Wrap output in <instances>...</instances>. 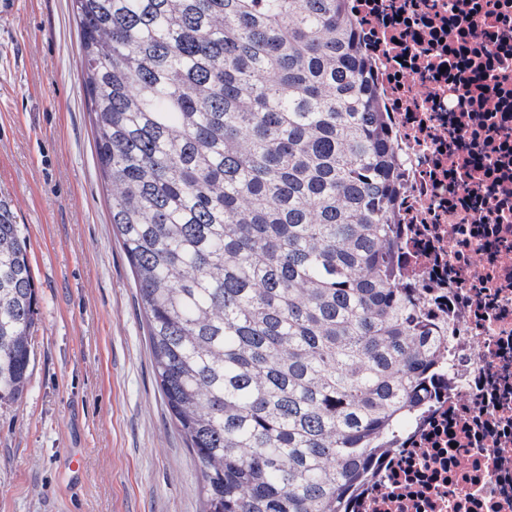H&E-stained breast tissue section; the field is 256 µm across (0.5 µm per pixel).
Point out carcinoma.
<instances>
[{
  "label": "carcinoma",
  "instance_id": "cac0c4a2",
  "mask_svg": "<svg viewBox=\"0 0 512 512\" xmlns=\"http://www.w3.org/2000/svg\"><path fill=\"white\" fill-rule=\"evenodd\" d=\"M111 224L203 512H356L452 367L352 0H72ZM38 304L0 205V403Z\"/></svg>",
  "mask_w": 512,
  "mask_h": 512
}]
</instances>
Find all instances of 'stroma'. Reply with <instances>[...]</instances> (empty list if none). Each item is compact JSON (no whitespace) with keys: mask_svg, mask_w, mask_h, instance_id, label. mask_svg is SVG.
I'll list each match as a JSON object with an SVG mask.
<instances>
[{"mask_svg":"<svg viewBox=\"0 0 512 512\" xmlns=\"http://www.w3.org/2000/svg\"><path fill=\"white\" fill-rule=\"evenodd\" d=\"M92 127L70 0H0V200L38 291L27 391L0 406V512H201Z\"/></svg>","mask_w":512,"mask_h":512,"instance_id":"stroma-1","label":"stroma"}]
</instances>
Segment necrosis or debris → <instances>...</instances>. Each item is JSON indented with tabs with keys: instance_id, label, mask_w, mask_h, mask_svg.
I'll use <instances>...</instances> for the list:
<instances>
[{
	"instance_id": "4bbe7bcc",
	"label": "necrosis or debris",
	"mask_w": 512,
	"mask_h": 512,
	"mask_svg": "<svg viewBox=\"0 0 512 512\" xmlns=\"http://www.w3.org/2000/svg\"><path fill=\"white\" fill-rule=\"evenodd\" d=\"M407 156V270L454 364L358 512H512V0H362Z\"/></svg>"
}]
</instances>
